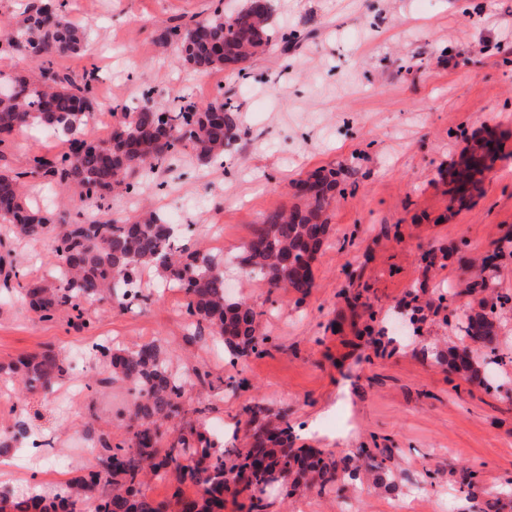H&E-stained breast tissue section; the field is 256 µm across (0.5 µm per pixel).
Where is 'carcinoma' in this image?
<instances>
[{"mask_svg":"<svg viewBox=\"0 0 512 512\" xmlns=\"http://www.w3.org/2000/svg\"><path fill=\"white\" fill-rule=\"evenodd\" d=\"M31 3L15 28L0 31V53L41 60L81 49L85 30L66 18L61 4ZM269 0H242L230 14H213L191 25L165 28L160 40L179 60L210 73L241 74L278 40L270 26ZM96 77L76 83L69 73L42 68L41 79L30 82L21 75L0 74V84L22 95L0 98V146L31 126L53 131L70 144L65 154L34 158L43 177L66 192H75L89 205L147 188L145 178L168 170L182 150L184 131L192 130L191 149L203 164L224 157L238 136V107L218 99L198 108L188 104L165 110L152 101L123 106L106 142L89 141L81 130L92 116ZM502 151L492 136L483 137L463 155L455 172L462 203L483 190L484 173ZM22 172L0 170V221L23 240H52L54 267L48 278L30 282L19 294L23 305L50 319L60 312L82 317L83 305L108 301L121 310L139 294L130 288L135 273L152 269L168 285L183 292L186 313L200 329L224 343L232 358L257 352L264 342L260 313L226 288L224 256L190 249L174 234L173 226L152 211L123 221L72 223L52 211L32 208L25 198ZM336 186V172H318L297 182L291 208L273 210L254 225L238 256L240 272L259 277L276 289L306 298L314 287L312 265L325 245L329 224L326 211ZM492 264L483 262L466 281L470 292L489 287ZM512 297L498 294L495 301L481 299L457 316L461 339L478 345L467 359L459 348L448 347L437 362L466 381H486L487 369L512 364V354L500 348L501 314ZM105 349L103 361L111 368L109 381L120 380L135 392L129 411L128 437L112 444L104 431L97 435V464L41 496L17 495L0 489V512H85L95 503L98 512H224L225 496L244 495L248 512H264L266 489L288 482L322 494L345 491L349 479L363 471L377 481L389 478L396 487L398 474L387 467L391 451L365 448L354 456L336 457L316 448L295 446L285 417L271 415L262 402L244 408L254 425L251 442L243 448L216 445L194 427L169 437L167 424L183 410L190 381L176 374L168 349L151 341L133 348ZM66 357L48 350L24 356L0 372L21 379L26 393L49 391L66 374ZM172 478L198 488L193 498L158 502L142 489L144 478Z\"/></svg>","mask_w":512,"mask_h":512,"instance_id":"obj_1","label":"carcinoma"}]
</instances>
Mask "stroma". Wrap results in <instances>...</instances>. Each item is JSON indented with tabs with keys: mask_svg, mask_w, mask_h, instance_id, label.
<instances>
[{
	"mask_svg": "<svg viewBox=\"0 0 512 512\" xmlns=\"http://www.w3.org/2000/svg\"><path fill=\"white\" fill-rule=\"evenodd\" d=\"M239 3L69 0L65 14L90 25L89 41L56 65L78 80L91 69L111 76L96 86L99 120L84 130L93 140L110 137L117 101L147 95L170 108L202 107L223 96L238 105L242 134L223 166L186 154L173 171L154 174L146 191L189 247L205 246L219 224V250L234 258L254 224L292 203L294 182L335 168L330 232L313 264L311 294L300 301L262 281L241 286L267 341L233 361L193 325L176 324L184 295L158 279L132 309L86 305V327L66 312L39 319L13 303L18 279L0 281V365L105 338L123 348L157 340L174 362L207 376L188 387L175 426L241 447L250 432L243 409L261 401L286 416L298 445L336 455L388 448L401 474L397 492L366 479L349 499L280 488L265 512H388L397 501L407 512H512V365L488 389L426 353L437 337L456 342L454 314L476 302L461 288L469 261L495 255L492 286L512 294V0H274L273 26L306 35L288 56L273 47L243 75L199 77L163 53L167 25ZM483 126L506 133L504 155L483 195L449 212L447 169ZM68 149L65 138L35 129L0 148V168L27 172L28 203L51 209L55 198H44L43 179L29 170L34 157ZM52 257L48 241L17 239L0 223V261L26 270L27 280L39 279ZM437 288L452 296L447 308L424 310L419 335L390 333L394 312ZM346 290L371 305L374 329L386 331L380 343L358 338L365 320L343 299ZM109 375L97 363L30 401L28 435L52 446L0 476V487L25 485L38 471L52 490L85 468L58 466V450L82 447L101 431L125 439L132 396ZM471 480L483 488L479 497L467 493Z\"/></svg>",
	"mask_w": 512,
	"mask_h": 512,
	"instance_id": "1",
	"label": "stroma"
}]
</instances>
